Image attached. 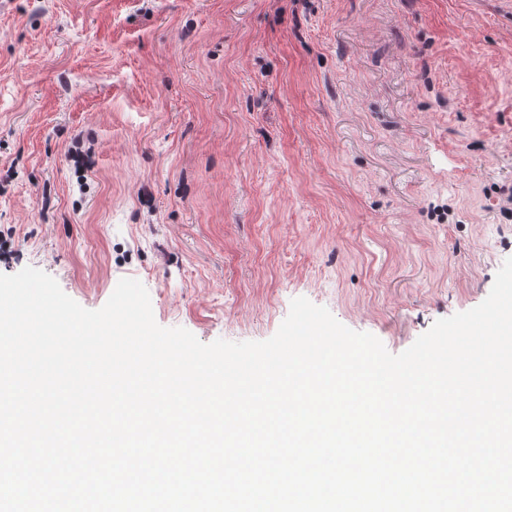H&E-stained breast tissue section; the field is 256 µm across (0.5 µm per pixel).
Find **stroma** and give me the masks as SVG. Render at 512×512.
<instances>
[{"label":"stroma","instance_id":"obj_1","mask_svg":"<svg viewBox=\"0 0 512 512\" xmlns=\"http://www.w3.org/2000/svg\"><path fill=\"white\" fill-rule=\"evenodd\" d=\"M512 0H0V273L203 343L398 354L512 257Z\"/></svg>","mask_w":512,"mask_h":512}]
</instances>
